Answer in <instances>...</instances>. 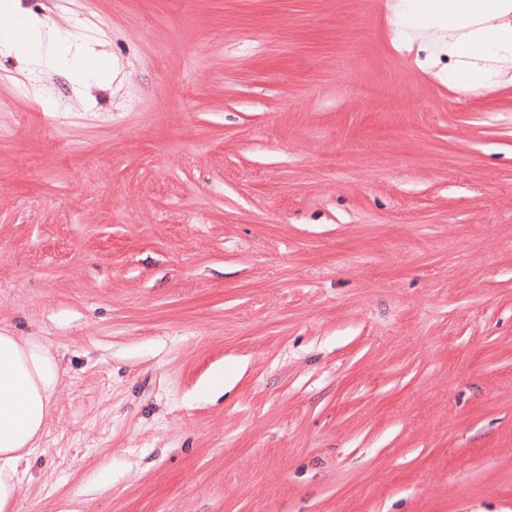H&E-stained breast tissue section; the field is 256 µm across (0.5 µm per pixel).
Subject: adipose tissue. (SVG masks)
<instances>
[{"label": "adipose tissue", "instance_id": "obj_1", "mask_svg": "<svg viewBox=\"0 0 512 512\" xmlns=\"http://www.w3.org/2000/svg\"><path fill=\"white\" fill-rule=\"evenodd\" d=\"M512 0H401L396 22L403 34L441 32L439 52L458 57L465 76L460 88L488 86L499 63L512 61ZM23 18L25 32L0 39V54L47 70L96 77L101 54L72 44L67 34L23 16L18 0H5L0 27ZM60 366L50 347L36 336L0 333V512H16L29 462L50 422Z\"/></svg>", "mask_w": 512, "mask_h": 512}]
</instances>
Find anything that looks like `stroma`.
<instances>
[{
  "mask_svg": "<svg viewBox=\"0 0 512 512\" xmlns=\"http://www.w3.org/2000/svg\"><path fill=\"white\" fill-rule=\"evenodd\" d=\"M0 331L56 350L17 512H512V64L395 0H21ZM181 94H172V86ZM4 1L3 9L0 5V27L13 25L15 18L23 15L26 32L2 38L0 54L13 56L25 65L44 66L48 72L57 69L77 71L84 80V86H88L90 79L98 75L96 62L103 55L102 52L90 46L73 45L68 35L58 28L46 30L41 19L26 15L15 0Z\"/></svg>",
  "mask_w": 512,
  "mask_h": 512,
  "instance_id": "1",
  "label": "stroma"
}]
</instances>
